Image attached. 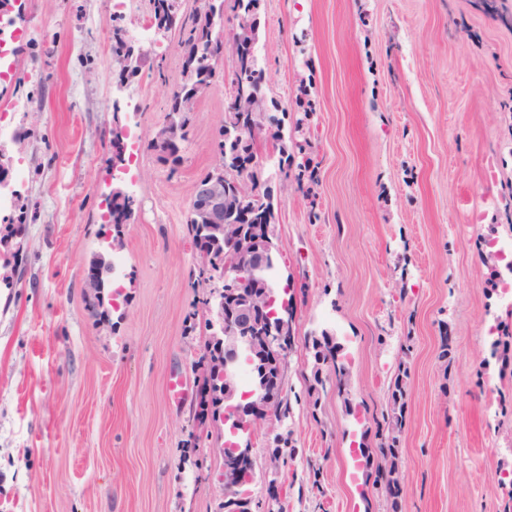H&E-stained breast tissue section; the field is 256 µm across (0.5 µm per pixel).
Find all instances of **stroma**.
<instances>
[{
    "label": "stroma",
    "instance_id": "1",
    "mask_svg": "<svg viewBox=\"0 0 512 512\" xmlns=\"http://www.w3.org/2000/svg\"><path fill=\"white\" fill-rule=\"evenodd\" d=\"M152 8L18 9L38 46L15 58L25 86L0 81V120L32 133L6 152L28 186L0 237V512H224L228 426L200 419L195 370L211 337L202 301L222 282L193 284L187 216L217 160L236 63L225 56V80L198 98L181 164L159 162L147 145L187 81L179 32L133 43L148 63L123 85L112 52ZM257 21L261 92L288 110L287 155L267 130L255 151L292 335L279 419L240 436L252 512H502L512 350L493 344L512 336V313L486 242L512 231V0H259ZM24 93L36 107L13 112ZM116 127L117 167L103 145ZM116 188L139 204L118 234L103 222ZM101 256L125 267L99 313L85 281ZM325 333L340 350L318 371ZM176 375L190 384L179 404ZM398 378L393 500L378 462L354 469L351 451L387 437Z\"/></svg>",
    "mask_w": 512,
    "mask_h": 512
}]
</instances>
